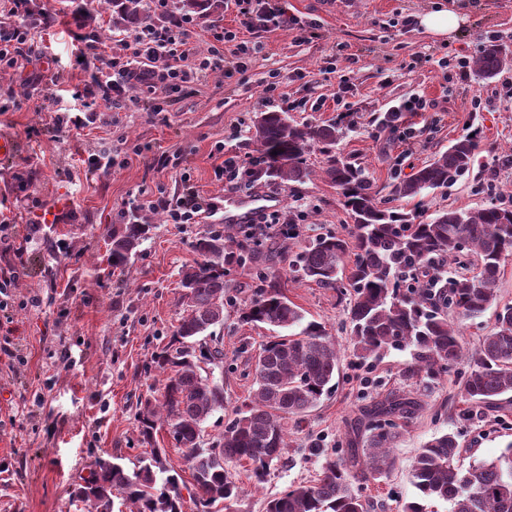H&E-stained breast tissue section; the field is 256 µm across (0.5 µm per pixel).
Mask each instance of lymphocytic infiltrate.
Segmentation results:
<instances>
[{
    "instance_id": "lymphocytic-infiltrate-1",
    "label": "lymphocytic infiltrate",
    "mask_w": 512,
    "mask_h": 512,
    "mask_svg": "<svg viewBox=\"0 0 512 512\" xmlns=\"http://www.w3.org/2000/svg\"><path fill=\"white\" fill-rule=\"evenodd\" d=\"M245 28L263 30L295 26V19L271 6L270 0H234ZM27 0H0V71L15 68L20 60L35 55L34 26L29 22ZM206 26L215 45L207 55H200L192 42L199 26ZM231 51H223V44ZM258 45L239 39L236 32L219 22L202 21L185 15L168 26L144 22L139 30L119 40L112 49V75L97 80L96 87L104 102L119 106L132 88H140L150 98V109H164L166 97L186 94L200 77L221 69L244 72Z\"/></svg>"
}]
</instances>
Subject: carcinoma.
Returning a JSON list of instances; mask_svg holds the SVG:
<instances>
[{"instance_id": "obj_1", "label": "carcinoma", "mask_w": 512, "mask_h": 512, "mask_svg": "<svg viewBox=\"0 0 512 512\" xmlns=\"http://www.w3.org/2000/svg\"><path fill=\"white\" fill-rule=\"evenodd\" d=\"M220 0H174L170 16L204 11L212 13ZM112 12V23L139 24L147 19L143 0H99ZM512 64V49L494 42L483 46L474 61L478 76L495 78ZM253 139L267 160L264 173L282 183L306 175L305 155L320 148L324 173L343 199L354 224L349 237L315 238L296 253L294 272L304 281L339 294L349 292L351 340L363 359H377L390 349L411 351V375L429 376L462 360L468 374L460 385L473 407L501 411L512 405V306L500 305L498 284L505 262L512 257V208L489 205L470 210H446L430 220L386 206L366 170L340 157L336 144L342 129L336 124L299 125L285 112H259L253 120ZM479 148V131L461 135L419 168L411 177L391 186L390 195L423 202L430 189L448 186L470 173ZM148 231L131 217L121 234L112 237V266L130 260ZM469 250L477 257L474 275L459 274L437 298L423 280L435 258ZM199 260L183 272L181 287L188 290L184 314L172 333L171 344L154 357L165 375L159 397L145 400L137 413L141 442L153 443L166 428L178 448L185 449L192 471L186 485L169 467L158 448L140 460L130 473L109 459L96 460L74 497L88 512H112L118 494L130 512H183L184 496L197 512H219L218 506L238 500L241 487L230 465L251 463L250 478L266 480L271 465L286 448L283 421L301 417L333 388L339 368L336 346L325 327L306 320L304 311L285 293L277 276L266 280L241 310V321L280 329L262 345L254 367L247 410L224 425L221 439L203 447V424L223 409L224 395L203 365L221 363L224 349L208 344L214 307L224 304L225 277L235 264L252 256L244 244H234L231 225L197 239ZM351 263H346L347 258ZM495 309L496 328L484 336L472 354L466 353L463 322ZM418 404L409 398L379 401L373 415L386 421L368 427L366 448L349 462L325 458L315 480L291 487L269 499L265 512H370L356 483L376 480L396 465L391 445L396 423L390 418L415 414ZM462 445L446 432L429 440L411 467L415 500L402 512H427L423 501L441 499L450 512H512V441L490 462L460 466Z\"/></svg>"}]
</instances>
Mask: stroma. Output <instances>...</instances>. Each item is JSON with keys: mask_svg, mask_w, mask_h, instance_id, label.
<instances>
[{"mask_svg": "<svg viewBox=\"0 0 512 512\" xmlns=\"http://www.w3.org/2000/svg\"><path fill=\"white\" fill-rule=\"evenodd\" d=\"M290 17L311 27L312 38L279 28L249 31L235 6L219 17L239 38L259 43L245 73L203 78L187 95L169 99L165 111L151 112L140 91H129L123 108L113 109L94 94V81L107 61H81L84 38L98 29L112 47L131 35L109 17L84 24L85 0H29L49 27L35 37L46 59L0 72V135L15 148L0 157V213L18 226L15 249L0 252V271L16 274L0 291V512H84L72 495L95 458L120 457L134 469L146 450L136 415L141 399L161 387L154 356L169 343L182 313L180 271L197 258L196 239L223 229L229 194L215 169L225 158L251 156L256 113L285 112L300 124L340 123L337 148L364 166L375 185L392 184L422 167L437 152L471 129L480 132L472 173L431 192L423 203L392 200L403 211L425 218L448 209L512 207V67L493 81L475 70L466 76L443 70L442 58L474 62L488 38L512 47V0H274ZM457 11L458 29L439 37L421 25L436 8ZM278 70L281 95L266 100L262 83ZM43 74L46 93L57 102L26 99L25 79ZM354 84L337 99L342 76ZM481 97L473 109V97ZM421 98L431 106L407 112L397 131L379 120L404 101ZM66 108L78 128L56 130V110ZM144 148L136 154L134 145ZM112 151L119 166L98 169L92 157ZM308 175L287 186L260 176L239 196L276 192L296 222L295 237L259 238L255 260L233 266L226 278L221 337L224 361L212 377L224 391V407L204 425L206 442L218 440L224 425L251 398L255 358L268 341L263 324L243 323L240 311L264 278L280 276L288 298L307 319L322 323L339 351L336 387L304 417L284 422L287 448L262 484L235 464L242 495L229 512H265L269 499L289 486L312 482L326 457L349 460L365 446L367 413L388 397H409L419 411L399 420L393 443L396 467L388 477L361 483L360 493L374 512H400L416 499L411 464L433 437L455 432L465 462L492 460L512 439V408L498 412L468 409L459 400L463 364L427 378L407 372L411 355L389 350L380 359L359 360L349 335L346 302L335 290L294 277L299 249L325 234L347 236L352 218L326 177L318 149L306 155ZM196 194L216 219L170 224L146 200ZM69 209L60 223L44 213L60 201ZM136 211L151 230L126 266L108 262L113 234L123 227L122 212Z\"/></svg>", "mask_w": 512, "mask_h": 512, "instance_id": "obj_1", "label": "stroma"}]
</instances>
